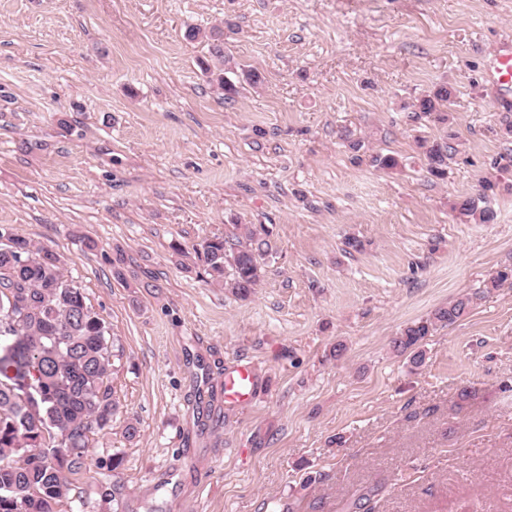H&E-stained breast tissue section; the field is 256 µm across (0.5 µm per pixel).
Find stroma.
<instances>
[{
  "label": "stroma",
  "instance_id": "35a3bbf8",
  "mask_svg": "<svg viewBox=\"0 0 512 512\" xmlns=\"http://www.w3.org/2000/svg\"><path fill=\"white\" fill-rule=\"evenodd\" d=\"M224 22L263 76L229 99L185 37ZM507 43L512 0H0V225L119 338L138 422L92 435L64 512H346L374 486L376 512H512ZM444 82L451 123L413 118ZM448 133L438 179L421 144ZM484 178L495 221H460ZM238 224L272 246L245 300L194 253ZM462 295L421 367L394 352ZM236 363L257 387L231 408ZM489 77L497 85H512V48L507 47L496 56L490 66Z\"/></svg>",
  "mask_w": 512,
  "mask_h": 512
}]
</instances>
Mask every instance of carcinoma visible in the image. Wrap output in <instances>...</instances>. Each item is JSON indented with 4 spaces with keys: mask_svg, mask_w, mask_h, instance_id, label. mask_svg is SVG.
I'll use <instances>...</instances> for the list:
<instances>
[{
    "mask_svg": "<svg viewBox=\"0 0 512 512\" xmlns=\"http://www.w3.org/2000/svg\"><path fill=\"white\" fill-rule=\"evenodd\" d=\"M214 76L227 97L237 92L229 75L250 84L262 81L253 66H242L209 45ZM454 87L436 86L416 99L414 114L449 121L442 107L451 104ZM449 134L425 147L428 172L441 178L456 151ZM497 183L485 179L477 197L454 201L451 210L465 223L489 224L493 210L479 202L495 194ZM271 245L246 227L240 234L206 239L196 251L212 283L246 299L264 276L261 263ZM461 295L429 316L408 324L393 338L392 348L422 366L424 341L468 310ZM116 339L86 302L81 288L65 278L59 257L0 225V512H62L69 476L82 469L90 436L112 426L119 413L114 391L106 383ZM370 489L353 502L357 512H375Z\"/></svg>",
    "mask_w": 512,
    "mask_h": 512,
    "instance_id": "carcinoma-1",
    "label": "carcinoma"
}]
</instances>
